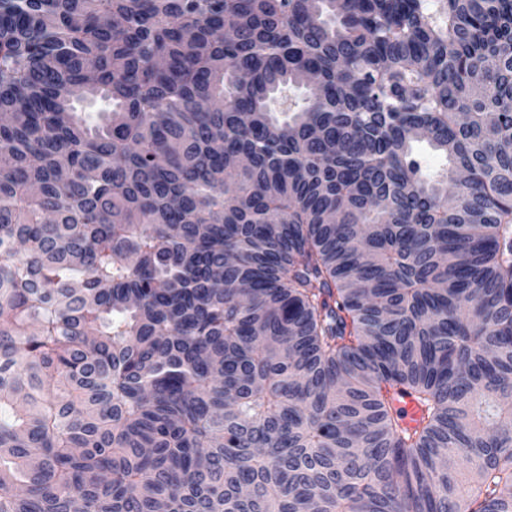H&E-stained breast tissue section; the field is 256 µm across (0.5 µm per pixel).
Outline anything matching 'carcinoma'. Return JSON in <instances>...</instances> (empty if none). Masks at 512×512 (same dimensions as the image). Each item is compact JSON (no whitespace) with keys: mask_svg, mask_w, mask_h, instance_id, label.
Listing matches in <instances>:
<instances>
[{"mask_svg":"<svg viewBox=\"0 0 512 512\" xmlns=\"http://www.w3.org/2000/svg\"><path fill=\"white\" fill-rule=\"evenodd\" d=\"M0 115V512H512V0H0Z\"/></svg>","mask_w":512,"mask_h":512,"instance_id":"cac0c4a2","label":"carcinoma"}]
</instances>
